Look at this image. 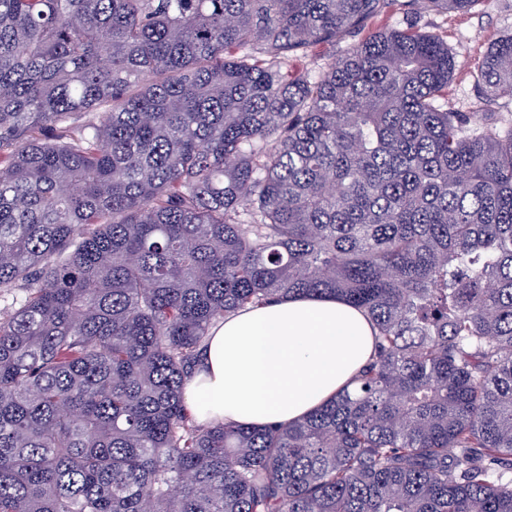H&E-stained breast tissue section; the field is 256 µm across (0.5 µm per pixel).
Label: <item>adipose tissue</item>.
<instances>
[{"label":"adipose tissue","mask_w":512,"mask_h":512,"mask_svg":"<svg viewBox=\"0 0 512 512\" xmlns=\"http://www.w3.org/2000/svg\"><path fill=\"white\" fill-rule=\"evenodd\" d=\"M372 348L364 315L331 297L248 307L212 329L185 401L200 421L287 425L352 387Z\"/></svg>","instance_id":"obj_1"}]
</instances>
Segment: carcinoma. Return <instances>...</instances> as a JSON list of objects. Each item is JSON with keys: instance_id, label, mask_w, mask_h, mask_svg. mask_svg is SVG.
Segmentation results:
<instances>
[{"instance_id": "1", "label": "carcinoma", "mask_w": 512, "mask_h": 512, "mask_svg": "<svg viewBox=\"0 0 512 512\" xmlns=\"http://www.w3.org/2000/svg\"><path fill=\"white\" fill-rule=\"evenodd\" d=\"M415 2L0 0V512H512V34L475 124L429 32L288 71ZM316 295L359 387L199 424L210 330ZM333 49L329 46H318L312 54L306 58H297L291 61L292 69L305 70L318 76L324 72L333 60Z\"/></svg>"}]
</instances>
